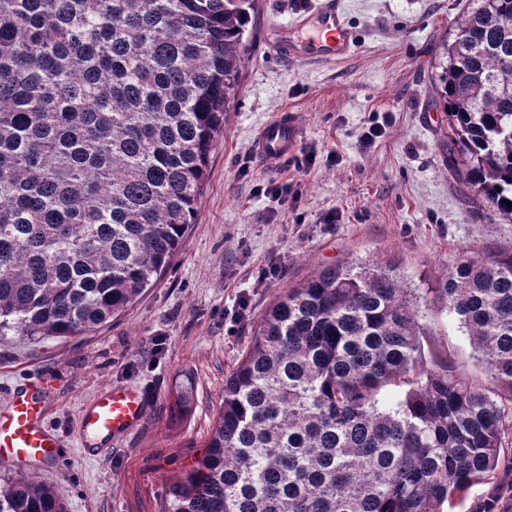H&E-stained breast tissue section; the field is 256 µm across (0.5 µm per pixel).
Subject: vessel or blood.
Returning a JSON list of instances; mask_svg holds the SVG:
<instances>
[{
    "label": "vessel or blood",
    "mask_w": 512,
    "mask_h": 512,
    "mask_svg": "<svg viewBox=\"0 0 512 512\" xmlns=\"http://www.w3.org/2000/svg\"><path fill=\"white\" fill-rule=\"evenodd\" d=\"M286 30L281 48L295 60H331L349 54L357 37L338 0H322L311 12L297 14ZM301 137L299 118L293 112H276L258 129L252 142L264 167L276 169L296 150ZM47 382L15 388L6 410L0 411V463L25 465L50 463L61 455V442L44 425L43 397ZM147 413L141 391L110 386L97 395L81 415L83 431L109 438L134 429Z\"/></svg>",
    "instance_id": "b4317fda"
}]
</instances>
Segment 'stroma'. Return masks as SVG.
<instances>
[{
	"label": "stroma",
	"instance_id": "stroma-1",
	"mask_svg": "<svg viewBox=\"0 0 512 512\" xmlns=\"http://www.w3.org/2000/svg\"><path fill=\"white\" fill-rule=\"evenodd\" d=\"M320 0H258L238 105L210 155L196 217L153 288L78 338L0 336V409L12 387L53 380L45 425L63 453L31 465L66 512H162L167 490L203 455L224 378L284 289L327 266L393 263L412 288H435L459 254L512 257V223L467 201L448 167V118L435 105L444 45L474 0H342L359 35L332 61L289 59L279 44L295 12ZM299 113L293 157L269 171L252 139L272 112ZM380 138L360 141L369 126ZM288 182L287 199L255 192ZM278 276L258 283L259 269ZM241 320H233L237 309ZM427 323L469 372L488 371L458 317L440 305ZM194 379L190 408L176 390ZM108 385L150 403L129 434L86 451L80 417Z\"/></svg>",
	"mask_w": 512,
	"mask_h": 512
}]
</instances>
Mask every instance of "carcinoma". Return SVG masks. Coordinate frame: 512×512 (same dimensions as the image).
Listing matches in <instances>:
<instances>
[{
	"label": "carcinoma",
	"instance_id": "1",
	"mask_svg": "<svg viewBox=\"0 0 512 512\" xmlns=\"http://www.w3.org/2000/svg\"><path fill=\"white\" fill-rule=\"evenodd\" d=\"M256 3L0 0V335H86L166 270ZM445 50L448 167L512 223V0H477ZM430 294L491 382L433 337ZM511 435V257L463 253L424 289L392 264L328 267L267 308L163 512H442L512 462ZM0 512L65 505L24 475L0 484Z\"/></svg>",
	"mask_w": 512,
	"mask_h": 512
}]
</instances>
